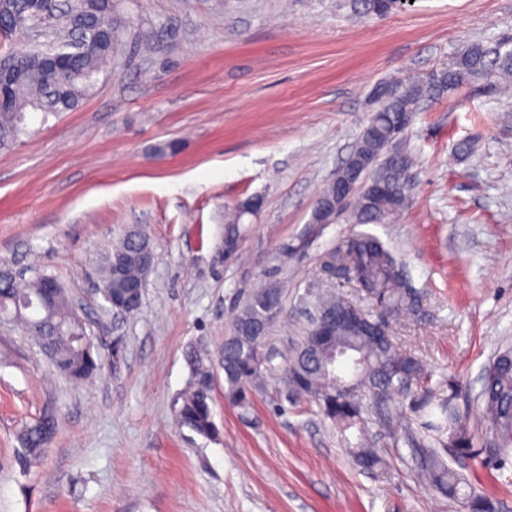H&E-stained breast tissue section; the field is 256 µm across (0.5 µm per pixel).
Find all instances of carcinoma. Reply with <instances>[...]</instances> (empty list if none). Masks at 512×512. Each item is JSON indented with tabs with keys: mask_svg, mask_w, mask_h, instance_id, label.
Listing matches in <instances>:
<instances>
[{
	"mask_svg": "<svg viewBox=\"0 0 512 512\" xmlns=\"http://www.w3.org/2000/svg\"><path fill=\"white\" fill-rule=\"evenodd\" d=\"M30 0H0V20L8 25L7 35L29 33L36 22ZM354 9L383 16L387 14L383 0H353ZM116 0H68L61 18L67 22L79 17L98 34L88 42L77 60L72 76L64 80L43 64V54L35 50L19 54L16 72L0 85V149L13 146L26 131L30 112L43 116L76 109L95 87L84 79L94 75L114 55L125 25L119 19L110 24L100 19L115 13ZM495 76L512 80V42L503 40L493 46L473 43L456 54L444 69L427 79L408 76L399 80L395 95L377 106L374 124L378 134L360 140L344 167L357 162L360 154L374 161L370 179L384 186L379 196L356 199L352 215L357 224H389L408 203L406 174L412 164L411 155L403 150L390 151L385 133L393 126L399 113L414 107L426 98H435L454 90L468 80ZM243 214L234 207L225 216L224 236L242 240L246 228ZM361 249L356 266L363 284L371 286L378 298L386 301L394 315L409 314L418 304L414 289L408 284L403 264L377 237L358 235ZM143 241L123 238L113 249L105 269L113 257L133 253ZM142 277V270L132 261L122 276H112L116 295L124 292L128 279ZM39 274L25 284L13 280L0 283V305L4 313L19 298L37 300L42 279ZM356 306L353 301L331 291L317 297L316 308L332 321L326 336H304L283 363L272 364L266 355V341L271 331L270 317L283 310L280 286L264 280L236 310L230 332L219 351V366L224 371V400L234 408L247 412L252 405L253 391L267 379H278L284 385L289 401L314 402L324 417L330 419L341 434L357 431L356 442L348 448L355 465L367 473H381L385 460L367 436L369 414L396 435L392 423L403 414L410 421L402 436L412 448L415 471L423 484L449 499L466 500L469 512H497V502L471 487L464 474L448 466L445 456L458 460H477L488 469L501 471L512 451V348L497 352L485 365L481 389L475 406L460 405V383L450 377L432 381V373L417 357L402 353L390 338L376 335L378 323L363 312V325L350 327L342 316ZM74 306L64 290H59L52 309L45 313L34 304L17 316L25 331L37 329L47 335L53 346L57 375L69 382H79L100 371L103 355L92 341L77 339L81 325L73 319ZM192 372V388L175 403L174 419L178 428H186L204 438H213L218 429L213 419L212 390L206 381L213 377V367L192 350L187 355ZM478 412L487 422L489 435L480 444L467 422ZM56 424L37 421L23 427L21 449L16 462L23 470L41 462L48 454L49 441L54 438Z\"/></svg>",
	"mask_w": 512,
	"mask_h": 512,
	"instance_id": "cac0c4a2",
	"label": "carcinoma"
}]
</instances>
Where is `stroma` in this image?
<instances>
[{"label": "stroma", "mask_w": 512, "mask_h": 512, "mask_svg": "<svg viewBox=\"0 0 512 512\" xmlns=\"http://www.w3.org/2000/svg\"><path fill=\"white\" fill-rule=\"evenodd\" d=\"M118 15L154 32L151 50L119 52L76 110L31 115L0 150V267L52 276L96 342L121 339L124 353L74 384L0 323V512H469L426 488L408 445L375 423L386 469L361 471L318 407L289 405L275 383L244 414L216 374L211 440L177 429L172 405L189 386L187 352L216 353L258 278L283 285L268 341L282 354L305 336L319 289L379 315L348 260L331 259L362 232L394 251L420 297L391 323L393 344L476 398L489 358L512 347V95L469 81L423 105L398 223L310 217L373 87L512 37V0H407L384 17L349 0H121ZM250 197L262 207L244 219L241 260L225 263L224 210ZM133 227L155 263L139 312L118 317L98 290L100 259ZM284 244L296 249L285 263ZM46 415L52 448L22 472L20 431ZM462 472L512 512V465Z\"/></svg>", "instance_id": "35a3bbf8"}]
</instances>
